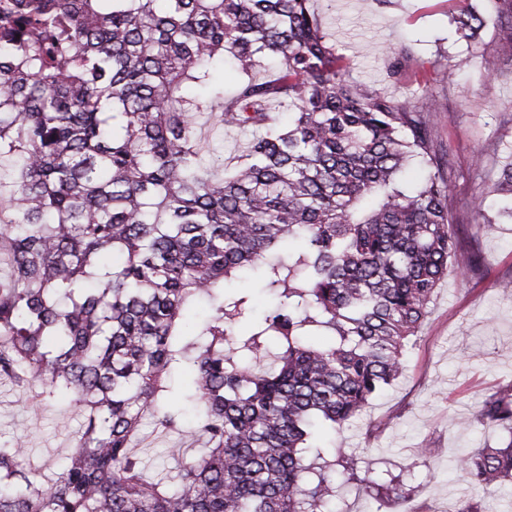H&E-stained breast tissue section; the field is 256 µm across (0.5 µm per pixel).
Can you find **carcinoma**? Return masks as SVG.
<instances>
[{
  "instance_id": "obj_1",
  "label": "carcinoma",
  "mask_w": 512,
  "mask_h": 512,
  "mask_svg": "<svg viewBox=\"0 0 512 512\" xmlns=\"http://www.w3.org/2000/svg\"><path fill=\"white\" fill-rule=\"evenodd\" d=\"M455 23L470 41L487 20ZM493 29L512 62V0ZM343 59L314 0H0V375L83 416L57 472L0 445V512H336L343 452L315 430L403 376L457 249L434 94L395 102ZM215 109V134H251L227 171L195 120ZM415 159L432 172L409 191ZM491 193L512 200V160ZM244 273L274 297L262 317ZM148 419L204 447L156 470ZM474 423L508 435L453 460L486 495L512 480V384L455 421Z\"/></svg>"
}]
</instances>
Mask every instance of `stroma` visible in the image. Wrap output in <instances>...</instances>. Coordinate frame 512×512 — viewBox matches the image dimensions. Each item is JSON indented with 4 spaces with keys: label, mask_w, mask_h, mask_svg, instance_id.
<instances>
[{
    "label": "stroma",
    "mask_w": 512,
    "mask_h": 512,
    "mask_svg": "<svg viewBox=\"0 0 512 512\" xmlns=\"http://www.w3.org/2000/svg\"><path fill=\"white\" fill-rule=\"evenodd\" d=\"M495 15L496 0H321L325 26L337 47H350V77L400 101L420 83L446 77L433 119L455 166L449 206L458 217L460 244L447 277L406 356V371L375 400L363 418L341 433L349 470L337 473L346 484L338 512H450L472 497L471 487L448 460L459 452L496 443L499 430L474 426L457 430L451 420L471 416L478 402L512 382V222L485 233L474 203L496 207L488 190L512 155V64L495 51L486 30L474 46L459 38L453 18L463 9ZM470 57L468 68L455 66ZM480 253L477 273L463 278L459 268ZM40 388L23 389L0 377V443L25 436L30 463L59 470L60 448L73 442L82 419L63 393L41 398ZM384 421L368 438L371 421ZM431 440L435 453L422 464L415 450ZM387 474L408 498L401 506L363 492L368 475Z\"/></svg>",
    "instance_id": "1"
}]
</instances>
